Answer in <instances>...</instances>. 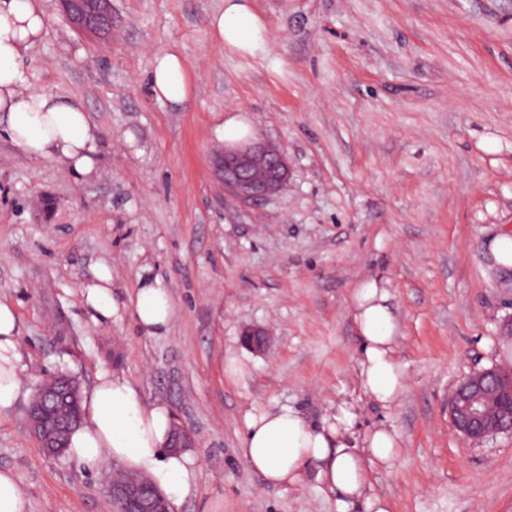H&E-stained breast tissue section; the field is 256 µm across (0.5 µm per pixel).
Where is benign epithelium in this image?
Listing matches in <instances>:
<instances>
[{
    "label": "benign epithelium",
    "mask_w": 512,
    "mask_h": 512,
    "mask_svg": "<svg viewBox=\"0 0 512 512\" xmlns=\"http://www.w3.org/2000/svg\"><path fill=\"white\" fill-rule=\"evenodd\" d=\"M69 22L78 29L107 31L112 27L111 0H62ZM213 168L224 191L241 200H257L280 190L288 178L285 153L275 144L257 141L226 149L213 158ZM60 400L54 378L37 386L36 402L52 408ZM453 426L463 439L481 443L499 433H512V380L496 368L473 372L456 385L449 404ZM76 421L49 425L43 412L29 419V428L40 445L60 454L54 447L59 436ZM170 447L191 448L189 429L176 423ZM111 512H170L164 497L154 488L140 483L112 484L108 489Z\"/></svg>",
    "instance_id": "obj_1"
}]
</instances>
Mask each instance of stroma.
<instances>
[{"instance_id": "stroma-1", "label": "stroma", "mask_w": 512, "mask_h": 512, "mask_svg": "<svg viewBox=\"0 0 512 512\" xmlns=\"http://www.w3.org/2000/svg\"><path fill=\"white\" fill-rule=\"evenodd\" d=\"M266 51L215 46L224 0H112V33L78 31L59 0L29 60L33 88L83 100L100 131L96 171L29 159L0 132V300L18 314L27 382L99 372L136 383L194 437L195 496L174 512H337L308 473L269 486L239 454L243 417L295 407L313 423L357 401L358 427L392 425L402 452L373 473L391 512H512V434L466 442L448 402L470 372L512 370V269L486 241L512 234V0H252ZM186 64L187 101H158L157 53ZM279 144L273 196L225 193L210 155L228 114ZM112 271L121 311L95 322L79 289ZM381 277L405 390L361 399L350 296ZM160 279L166 332L141 334L125 305ZM268 331L264 352L242 333ZM242 370L228 376L225 360ZM27 400L0 415V469L27 512H108L111 466L43 453Z\"/></svg>"}]
</instances>
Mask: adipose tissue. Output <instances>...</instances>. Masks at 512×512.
<instances>
[{"label":"adipose tissue","mask_w":512,"mask_h":512,"mask_svg":"<svg viewBox=\"0 0 512 512\" xmlns=\"http://www.w3.org/2000/svg\"><path fill=\"white\" fill-rule=\"evenodd\" d=\"M264 23L250 0H224L209 19L211 39L248 55L264 50ZM46 32L40 0H0V120L14 144L35 160H49L70 173H93L99 132L82 101L33 89L26 61ZM151 86L158 100L183 104L190 94L187 69L179 54L165 51L152 62ZM96 320L118 313L112 274L100 266L80 289ZM382 282L368 278L354 288L351 310L359 347V384L365 396L391 408L405 386L394 356L396 322ZM128 307L140 330L153 336L168 328L175 305L161 281H140ZM17 340L13 305L0 301V413L28 393ZM356 407L340 404L332 420L315 427L290 407L246 413L239 449L250 469L274 486L296 485L308 470L335 491L339 512L362 505L363 512H389L390 504L371 492L375 468H392L400 457L398 435L384 425L355 435ZM173 419L168 406L145 404L137 385L118 374L98 376L83 399V419L71 433L68 455L90 470L110 463L145 474L171 505L196 493L197 469L189 450L170 446Z\"/></svg>","instance_id":"adipose-tissue-1"}]
</instances>
